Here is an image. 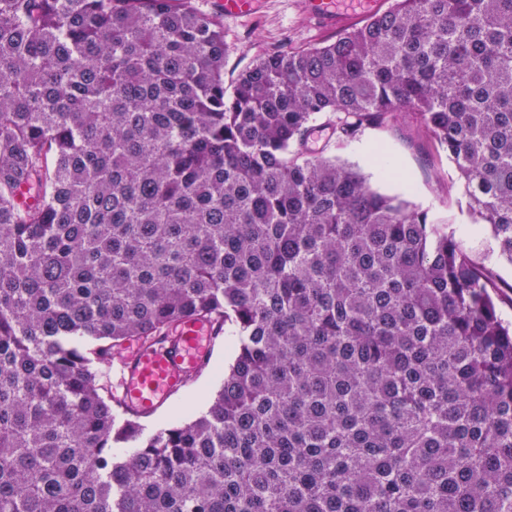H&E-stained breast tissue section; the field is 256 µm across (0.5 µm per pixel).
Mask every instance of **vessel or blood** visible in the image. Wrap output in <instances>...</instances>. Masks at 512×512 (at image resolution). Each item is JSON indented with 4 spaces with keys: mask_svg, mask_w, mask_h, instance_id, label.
<instances>
[{
    "mask_svg": "<svg viewBox=\"0 0 512 512\" xmlns=\"http://www.w3.org/2000/svg\"><path fill=\"white\" fill-rule=\"evenodd\" d=\"M216 335L215 323L187 318L160 344H131L112 392L115 407L137 418L152 416L208 365Z\"/></svg>",
    "mask_w": 512,
    "mask_h": 512,
    "instance_id": "vessel-or-blood-1",
    "label": "vessel or blood"
}]
</instances>
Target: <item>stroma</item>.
<instances>
[{
    "label": "stroma",
    "mask_w": 512,
    "mask_h": 512,
    "mask_svg": "<svg viewBox=\"0 0 512 512\" xmlns=\"http://www.w3.org/2000/svg\"><path fill=\"white\" fill-rule=\"evenodd\" d=\"M390 5L391 0H374L370 8L361 4L353 7L352 19L333 24L310 16L305 0H259L250 16L224 22V83L232 85L242 70L264 54L332 42L345 31L362 25L371 14L386 11ZM327 122V115L315 118L311 150L356 166L370 185L382 193L407 194L413 205L427 214L429 222L452 233L472 258L492 272L500 286L498 312L512 323V264L499 257L490 230L474 223L447 151L406 113L385 125L366 128L356 138L340 144L330 140ZM375 153L393 161L396 177H386L370 166L368 158ZM235 346V328L225 325L216 339L209 367L153 417L143 420L146 432H155L204 412L224 381V372L235 356Z\"/></svg>",
    "instance_id": "obj_1"
}]
</instances>
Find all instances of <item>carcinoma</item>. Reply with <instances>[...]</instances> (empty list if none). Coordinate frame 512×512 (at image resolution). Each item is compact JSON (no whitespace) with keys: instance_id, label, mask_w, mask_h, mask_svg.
I'll return each mask as SVG.
<instances>
[{"instance_id":"cac0c4a2","label":"carcinoma","mask_w":512,"mask_h":512,"mask_svg":"<svg viewBox=\"0 0 512 512\" xmlns=\"http://www.w3.org/2000/svg\"><path fill=\"white\" fill-rule=\"evenodd\" d=\"M400 112L512 264V0H392L224 87L195 0H0V512H512V324L400 195L313 155ZM232 322L145 435L98 367Z\"/></svg>"}]
</instances>
